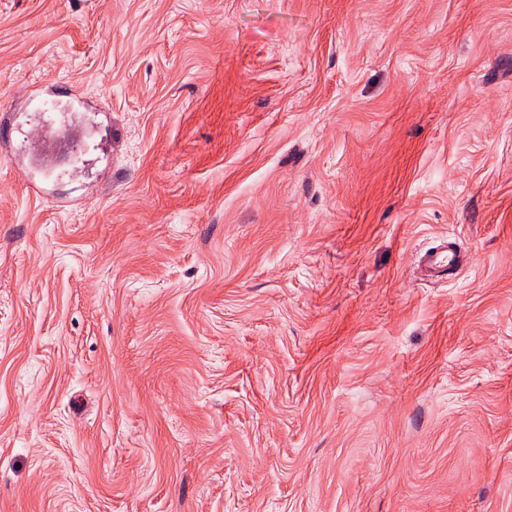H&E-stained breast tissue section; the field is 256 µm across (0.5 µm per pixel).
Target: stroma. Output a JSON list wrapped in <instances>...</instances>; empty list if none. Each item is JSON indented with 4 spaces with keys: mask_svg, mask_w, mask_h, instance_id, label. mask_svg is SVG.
Masks as SVG:
<instances>
[{
    "mask_svg": "<svg viewBox=\"0 0 512 512\" xmlns=\"http://www.w3.org/2000/svg\"><path fill=\"white\" fill-rule=\"evenodd\" d=\"M1 121L0 512H512V0H0ZM425 264L430 271L431 280H442L447 276L449 266H453L456 262V254L448 252L446 254L431 253L425 256ZM444 268L443 270H440Z\"/></svg>",
    "mask_w": 512,
    "mask_h": 512,
    "instance_id": "1",
    "label": "stroma"
}]
</instances>
